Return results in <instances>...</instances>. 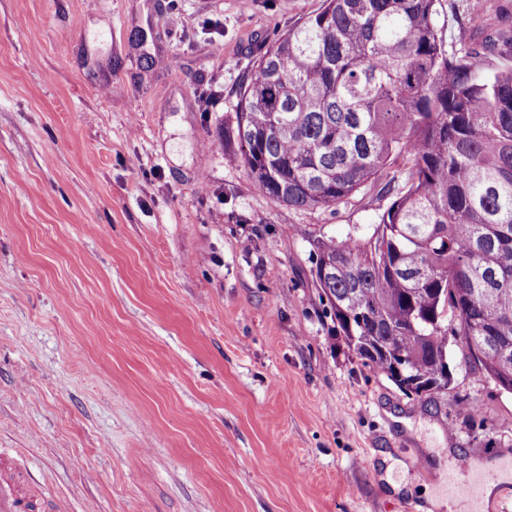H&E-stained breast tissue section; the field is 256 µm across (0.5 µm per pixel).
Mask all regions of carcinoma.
Listing matches in <instances>:
<instances>
[{
  "mask_svg": "<svg viewBox=\"0 0 512 512\" xmlns=\"http://www.w3.org/2000/svg\"><path fill=\"white\" fill-rule=\"evenodd\" d=\"M436 0H321L255 60L224 144L269 198L329 210L386 178L365 236L306 224L364 365L435 399L452 349L512 393V31L451 51Z\"/></svg>",
  "mask_w": 512,
  "mask_h": 512,
  "instance_id": "obj_1",
  "label": "carcinoma"
}]
</instances>
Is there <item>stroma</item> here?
<instances>
[{
    "mask_svg": "<svg viewBox=\"0 0 512 512\" xmlns=\"http://www.w3.org/2000/svg\"><path fill=\"white\" fill-rule=\"evenodd\" d=\"M167 3L0 0V469L39 512H418L428 450L512 449V394L364 367L296 227L364 234L392 196L274 202L218 137L321 0ZM483 7L437 0L446 46Z\"/></svg>",
    "mask_w": 512,
    "mask_h": 512,
    "instance_id": "stroma-1",
    "label": "stroma"
}]
</instances>
